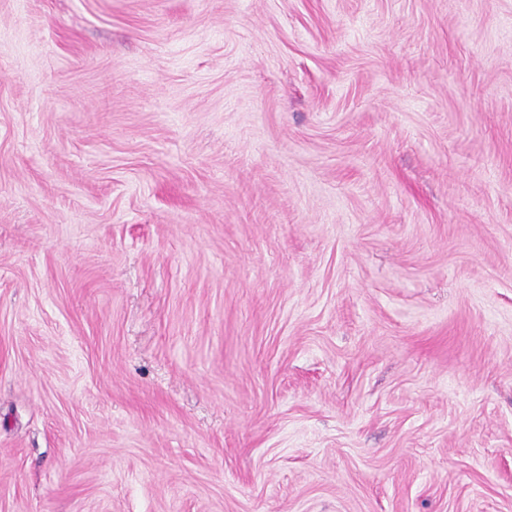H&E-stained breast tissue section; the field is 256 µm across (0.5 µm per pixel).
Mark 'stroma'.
<instances>
[{
    "label": "stroma",
    "instance_id": "obj_1",
    "mask_svg": "<svg viewBox=\"0 0 512 512\" xmlns=\"http://www.w3.org/2000/svg\"><path fill=\"white\" fill-rule=\"evenodd\" d=\"M0 512H512V0H0Z\"/></svg>",
    "mask_w": 512,
    "mask_h": 512
}]
</instances>
